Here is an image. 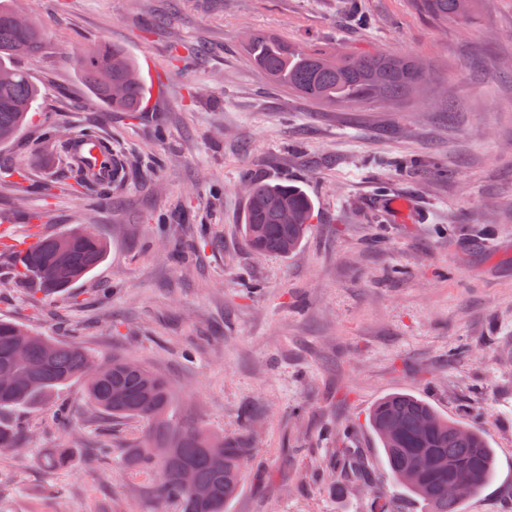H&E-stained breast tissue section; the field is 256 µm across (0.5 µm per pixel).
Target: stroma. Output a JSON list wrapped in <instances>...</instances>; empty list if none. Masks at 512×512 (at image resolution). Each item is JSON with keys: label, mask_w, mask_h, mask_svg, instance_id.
I'll return each instance as SVG.
<instances>
[{"label": "stroma", "mask_w": 512, "mask_h": 512, "mask_svg": "<svg viewBox=\"0 0 512 512\" xmlns=\"http://www.w3.org/2000/svg\"><path fill=\"white\" fill-rule=\"evenodd\" d=\"M21 5L48 38L26 64L38 108L0 144V318L147 362L201 424L248 428L253 455L226 512H372L393 488L368 415L397 391L475 424L494 448L493 479L460 512H512V0H483L465 25L412 0ZM255 28L407 55L430 79L395 103L319 105L252 65ZM92 43L139 61L143 111L91 101L73 55ZM51 127L108 139L132 163L126 182L77 188L42 138ZM253 179L312 198L295 254L260 257L245 243ZM389 199L407 200L411 220L386 211ZM171 210L180 223L160 228ZM86 227L107 245L93 272L60 295L18 281L6 245ZM54 400L70 410L72 441L112 455L80 459L42 494L61 435L43 412L24 414L22 453L0 456V512H158L151 476L122 463L145 424L98 416L77 383ZM344 442L367 464L366 489L338 486Z\"/></svg>", "instance_id": "1"}]
</instances>
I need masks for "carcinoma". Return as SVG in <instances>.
Masks as SVG:
<instances>
[{
    "instance_id": "obj_1",
    "label": "carcinoma",
    "mask_w": 512,
    "mask_h": 512,
    "mask_svg": "<svg viewBox=\"0 0 512 512\" xmlns=\"http://www.w3.org/2000/svg\"><path fill=\"white\" fill-rule=\"evenodd\" d=\"M481 0H413L415 8L434 21H468ZM13 0H0V143L12 139L24 125L27 112L41 96L22 60L38 58L46 47L40 23H19ZM247 46L253 66L276 85L318 104L334 106L361 101H398L422 85L427 69L418 61L389 53L342 55L329 48L293 45L263 29L252 30ZM75 65L93 99L113 112H137L146 99L147 86L135 57L118 45L93 44L74 57ZM108 74V84L100 82ZM53 139L77 184L90 193H105L127 175L123 162L115 164L110 185L83 178L73 166L70 142ZM292 211L294 224L278 223L281 209ZM314 205L299 187L286 182L253 181L249 184L242 233L251 249L287 257L302 244L311 224ZM106 246L96 232L52 238L14 252L15 275L23 283L54 293L69 287L104 258ZM25 348L18 362L15 352ZM0 365L16 368L26 385L0 388V448L21 447L19 431L2 415L26 408L40 409L50 396L72 383H82L87 398L114 420L136 419L148 425L142 439L123 449L125 467L132 474L152 473L160 500L177 505L179 512H225L240 490L243 469L251 456L248 432L214 434L179 414L168 380L147 365L114 355L99 358L75 342L44 336L0 318ZM432 421L431 430L419 428ZM369 425L385 458L388 475L399 493L420 504L422 512H459L461 501L448 497V478L457 475L480 492L495 473V452L486 435L440 412L429 401L396 392L372 408ZM433 450L454 471L423 469L412 472L422 451ZM77 449L64 440L44 460L46 469L63 473L74 465ZM342 461L343 487L362 481L363 461L350 448L336 449ZM189 467L196 482L208 488L203 501L192 498L179 478Z\"/></svg>"
}]
</instances>
